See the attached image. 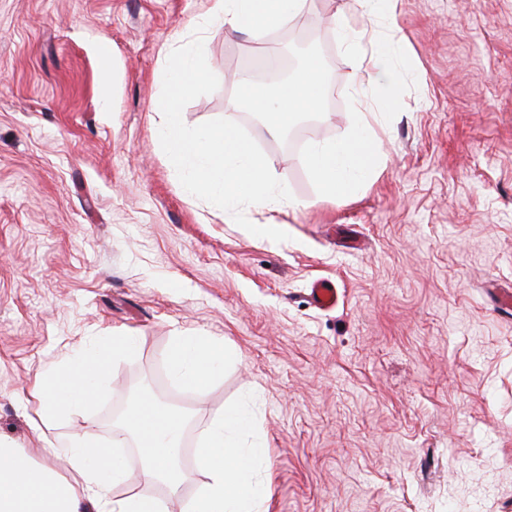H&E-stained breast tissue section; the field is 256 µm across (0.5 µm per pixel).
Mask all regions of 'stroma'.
<instances>
[{
  "label": "stroma",
  "mask_w": 512,
  "mask_h": 512,
  "mask_svg": "<svg viewBox=\"0 0 512 512\" xmlns=\"http://www.w3.org/2000/svg\"><path fill=\"white\" fill-rule=\"evenodd\" d=\"M209 0H0V442L66 473L87 425L131 382L161 375L184 420L180 504L205 481V429L239 407L268 450L265 512H512V0H397L392 36L408 60L375 127L385 157L340 200L323 197L308 147L349 132L363 96L332 19L366 26L357 0H306L265 34L203 29L218 89L183 110L223 117L246 57L313 37L333 104L289 149L267 124L243 127L293 195L246 207L277 243L181 186L151 110L167 59ZM112 50L104 80L100 54ZM337 281L335 309L308 298ZM224 343L201 393L173 377L174 337ZM131 336L85 407L43 425L34 378Z\"/></svg>",
  "instance_id": "35a3bbf8"
}]
</instances>
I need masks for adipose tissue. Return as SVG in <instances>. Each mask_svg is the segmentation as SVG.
Returning a JSON list of instances; mask_svg holds the SVG:
<instances>
[{"label": "adipose tissue", "mask_w": 512, "mask_h": 512, "mask_svg": "<svg viewBox=\"0 0 512 512\" xmlns=\"http://www.w3.org/2000/svg\"><path fill=\"white\" fill-rule=\"evenodd\" d=\"M396 0H361L370 27L352 31L340 27L355 70L367 73L366 90L382 107L393 103L391 87L395 73L386 65L388 55L405 56L398 41L380 37L388 26ZM305 0H210L209 18L235 28L263 32L280 26L288 17L302 12ZM371 112L349 115L350 134L333 144L309 148L303 163L318 183L321 193L342 198L369 182L383 156L381 141L374 130ZM363 145L367 160L353 152ZM134 340L116 336L108 351L94 352L70 361L67 370L47 373L31 387L43 424H52L69 411L86 405L96 396L99 375L109 367L111 355L132 349ZM223 345L207 336L174 337L169 366L179 382L193 392L203 391L222 367ZM248 418L231 411L210 424L197 462L206 481L187 512H263L265 488L256 478L255 468L265 461L263 443L241 447L237 437ZM126 428L136 436L142 466L130 473L122 459L97 439L94 427H87L69 446L71 477L60 476L47 465L33 463L19 448L0 444V512H168L166 505L151 496L134 494L123 498L111 495L115 484L130 481L149 483L165 478L171 490L181 479L173 447L181 431V418L149 399L140 400L125 417Z\"/></svg>", "instance_id": "obj_1"}]
</instances>
